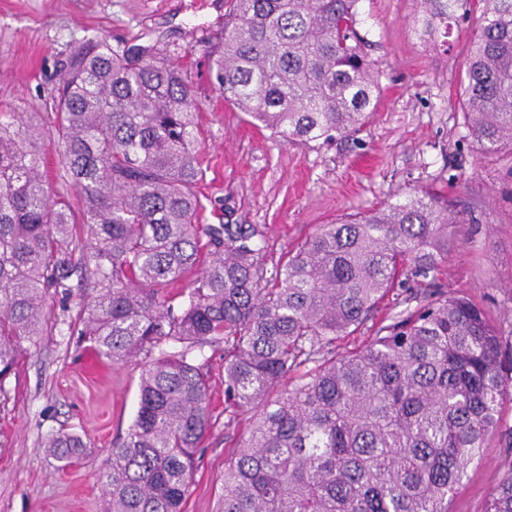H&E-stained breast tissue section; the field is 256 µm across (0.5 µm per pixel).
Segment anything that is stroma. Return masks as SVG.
<instances>
[{"mask_svg": "<svg viewBox=\"0 0 512 512\" xmlns=\"http://www.w3.org/2000/svg\"><path fill=\"white\" fill-rule=\"evenodd\" d=\"M225 9V0H0V120L19 114L48 123L67 62L87 40L115 45L142 35L174 47L198 105L201 223L256 226L272 266L320 225L434 190L465 219L466 240L449 250L441 284L512 322V155L480 157L462 108L476 13L445 39L418 25V0H360L359 30L380 83L375 110L356 133L301 144L253 125L215 90L210 52ZM71 284L67 300L47 303L51 333L22 347L15 373L0 383V512H104L100 472L136 415L140 370L88 362L78 331L99 291ZM209 371L215 424L184 512H217L224 461L248 427L244 416L224 425L220 355ZM61 429L88 444L65 470L43 446ZM511 469L512 448L491 438L448 512H484Z\"/></svg>", "mask_w": 512, "mask_h": 512, "instance_id": "obj_1", "label": "stroma"}]
</instances>
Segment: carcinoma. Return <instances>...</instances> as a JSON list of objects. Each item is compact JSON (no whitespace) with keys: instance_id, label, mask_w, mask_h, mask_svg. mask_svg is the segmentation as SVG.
<instances>
[{"instance_id":"1","label":"carcinoma","mask_w":512,"mask_h":512,"mask_svg":"<svg viewBox=\"0 0 512 512\" xmlns=\"http://www.w3.org/2000/svg\"><path fill=\"white\" fill-rule=\"evenodd\" d=\"M469 2L421 0L418 22L447 35ZM358 3L227 0L214 86L288 142L351 133L380 90ZM477 6L463 106L488 157L512 152V0ZM170 57L139 37L90 40L53 96L54 125L0 121V383L21 343L48 332L49 291L68 296L78 272L103 290L84 341L140 370L136 417L101 475L107 512H183L212 421L194 359L206 347L224 353V427L250 415L219 512H448L488 439L512 447V328L465 295L418 289L465 220L424 191L323 224L267 269L257 228L198 223L197 107ZM46 136L77 213L51 197ZM192 270L176 307L167 288ZM392 292L405 309L341 347ZM45 447L65 468L86 443L57 431ZM484 512H512V469Z\"/></svg>"}]
</instances>
